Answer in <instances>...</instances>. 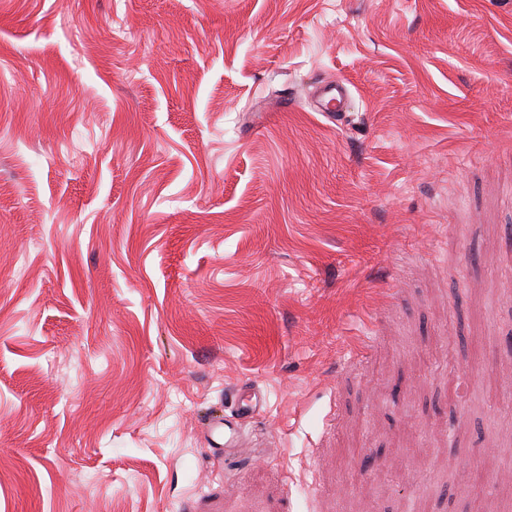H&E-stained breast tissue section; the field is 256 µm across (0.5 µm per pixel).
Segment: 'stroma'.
Instances as JSON below:
<instances>
[{"label":"stroma","mask_w":512,"mask_h":512,"mask_svg":"<svg viewBox=\"0 0 512 512\" xmlns=\"http://www.w3.org/2000/svg\"><path fill=\"white\" fill-rule=\"evenodd\" d=\"M0 512H512V0H0ZM317 112H347L351 100L344 82L325 84L316 91Z\"/></svg>","instance_id":"35a3bbf8"}]
</instances>
